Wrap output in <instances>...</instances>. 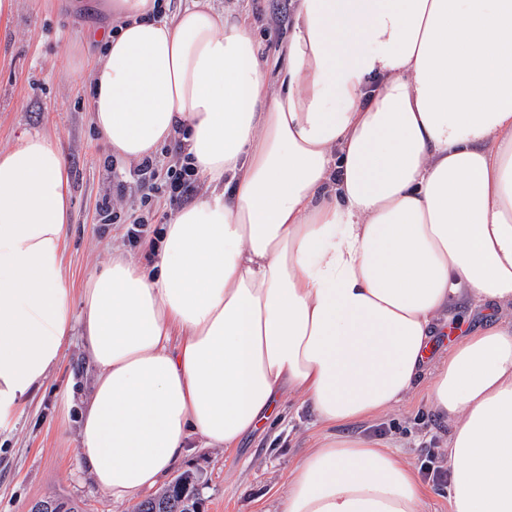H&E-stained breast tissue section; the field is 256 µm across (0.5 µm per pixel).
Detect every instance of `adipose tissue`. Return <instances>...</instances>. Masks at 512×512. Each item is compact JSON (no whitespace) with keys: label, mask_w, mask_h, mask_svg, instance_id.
Here are the masks:
<instances>
[{"label":"adipose tissue","mask_w":512,"mask_h":512,"mask_svg":"<svg viewBox=\"0 0 512 512\" xmlns=\"http://www.w3.org/2000/svg\"><path fill=\"white\" fill-rule=\"evenodd\" d=\"M91 122L127 162L181 140L211 187L73 307L66 159L0 150V426L72 332L96 370L80 465L114 501L159 485L190 438L234 448L299 395L327 433L279 512H426L397 449L336 435L420 386L448 424L451 512H512V0H298L269 77L210 0L173 16L107 0ZM485 325L432 356L459 306Z\"/></svg>","instance_id":"1"}]
</instances>
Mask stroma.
I'll return each mask as SVG.
<instances>
[{
	"label": "stroma",
	"mask_w": 512,
	"mask_h": 512,
	"mask_svg": "<svg viewBox=\"0 0 512 512\" xmlns=\"http://www.w3.org/2000/svg\"><path fill=\"white\" fill-rule=\"evenodd\" d=\"M99 0H13L0 17V149L21 132L55 136L71 180L72 222L64 248L66 282L79 292L85 279L120 252L151 262L148 245L154 228L167 223L175 203L162 190L141 182L134 164L111 156L90 120L83 86L71 82L69 67L77 49L87 48L90 32L102 22ZM249 21L267 69H276L290 34L297 0H212ZM118 216L102 220L104 196ZM147 217L151 231L132 244L127 225ZM96 370L80 337H70L45 384L21 405L13 422L0 428V512H30L38 501L55 497L77 502L84 512H132L92 485L78 462V426L61 427L65 392L87 397ZM427 391L419 389L393 411L344 427L346 435L379 437L402 458L421 466L433 449H442L448 425L432 414ZM297 396L282 399L267 431L241 439L232 450L202 447L191 440L177 473L193 472L202 482V512H277L288 476L298 459L323 434Z\"/></svg>",
	"instance_id": "stroma-1"
}]
</instances>
